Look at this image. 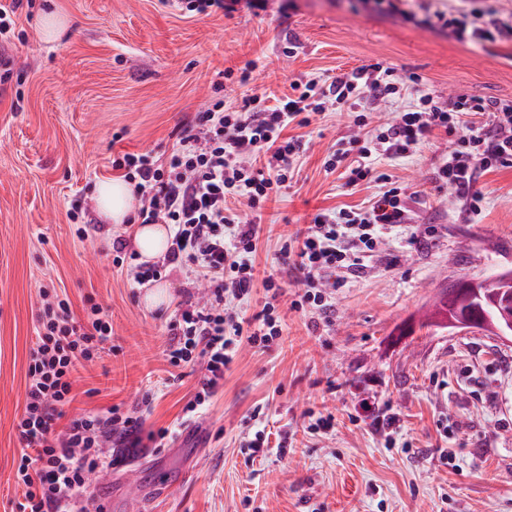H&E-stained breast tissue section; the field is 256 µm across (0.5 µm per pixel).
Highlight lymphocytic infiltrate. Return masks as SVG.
<instances>
[{
  "label": "lymphocytic infiltrate",
  "mask_w": 512,
  "mask_h": 512,
  "mask_svg": "<svg viewBox=\"0 0 512 512\" xmlns=\"http://www.w3.org/2000/svg\"><path fill=\"white\" fill-rule=\"evenodd\" d=\"M435 23L459 43L512 41V22L490 8L439 15ZM407 90L416 98L412 106L369 127V113L387 111ZM330 110L351 113L352 125L326 157L325 170L345 169L352 186L381 182L385 189L369 205L317 213L279 249L283 262L298 273L293 309H312L323 320L336 310L337 290L367 268L387 234L414 221L416 192L380 171V157L410 156L438 135L451 139L432 179L462 200L472 218L481 212L480 179L512 167V100L447 97L380 63L328 80L298 77L279 98L255 95L234 105L215 101L177 131L166 160L149 153L113 159V169L123 171L139 200L133 223L171 229L162 261L127 263L129 280L142 285L169 267H183L202 289L167 324L170 364L203 365L186 414H195L213 396L241 343L268 348L281 335V289L273 279L265 281L262 310L250 317L244 308L256 281L259 224L267 202L292 180L304 150L300 138L287 136L288 127L307 126L312 115ZM40 296L25 406L16 423L21 454L15 478L23 489L16 512H89L90 473L111 466L108 449L113 441L129 440L138 422L117 405L96 414H70L79 371L105 352L112 323L92 297H85L79 316L66 294L44 288Z\"/></svg>",
  "instance_id": "1"
}]
</instances>
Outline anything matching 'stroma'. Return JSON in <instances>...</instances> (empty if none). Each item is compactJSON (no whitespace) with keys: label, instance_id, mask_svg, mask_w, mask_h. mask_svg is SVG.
<instances>
[{"label":"stroma","instance_id":"stroma-1","mask_svg":"<svg viewBox=\"0 0 512 512\" xmlns=\"http://www.w3.org/2000/svg\"><path fill=\"white\" fill-rule=\"evenodd\" d=\"M467 6L402 0L392 13L362 0H270L258 16H191L161 0H29L17 38L0 47L12 61L0 86V512L22 496L15 422L43 287L65 291L77 310L92 296L112 321V349L81 370L73 411L152 397L137 447L115 449V465L92 477L97 512H512V343L409 327L451 280L512 268V168L482 178L475 221L431 180L445 139L380 159L418 191L417 233L435 232L422 249L387 238L371 268L337 291L326 325L292 309L295 274L279 249L319 210L365 205L381 186L351 187L343 171L323 167L350 113L293 128L308 149L263 210L247 305L251 315L262 309L273 278L285 291L281 338L267 349L242 344L209 407L188 423L183 409L202 368L172 369L165 355L166 324L192 290L185 270L163 276L168 303L147 307L146 286L130 284L112 252L79 239L67 217L75 195L95 198L99 181L119 178L113 158L165 159L206 102L280 96L302 73L327 78L380 62L444 94L512 100V43L462 44L425 22ZM47 11L68 22L52 43L40 28ZM250 60L258 67L249 85L225 80ZM258 406L268 431L292 438L287 456L250 458ZM320 415L333 416V430L309 433ZM162 428L177 433L163 448Z\"/></svg>","mask_w":512,"mask_h":512}]
</instances>
